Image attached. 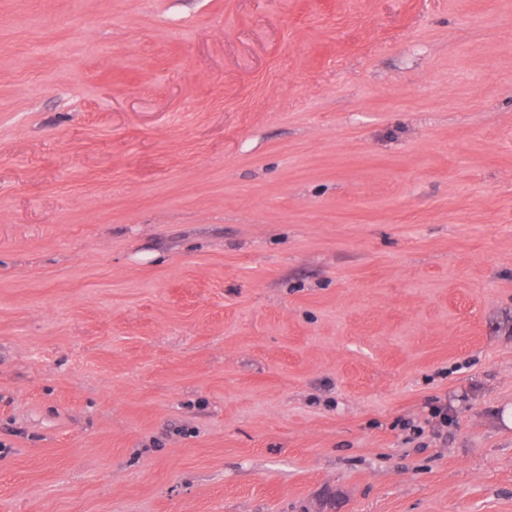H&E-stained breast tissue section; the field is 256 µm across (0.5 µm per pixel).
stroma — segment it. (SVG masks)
<instances>
[{
    "mask_svg": "<svg viewBox=\"0 0 512 512\" xmlns=\"http://www.w3.org/2000/svg\"><path fill=\"white\" fill-rule=\"evenodd\" d=\"M510 411L512 0H0V512H512Z\"/></svg>",
    "mask_w": 512,
    "mask_h": 512,
    "instance_id": "1",
    "label": "stroma"
}]
</instances>
